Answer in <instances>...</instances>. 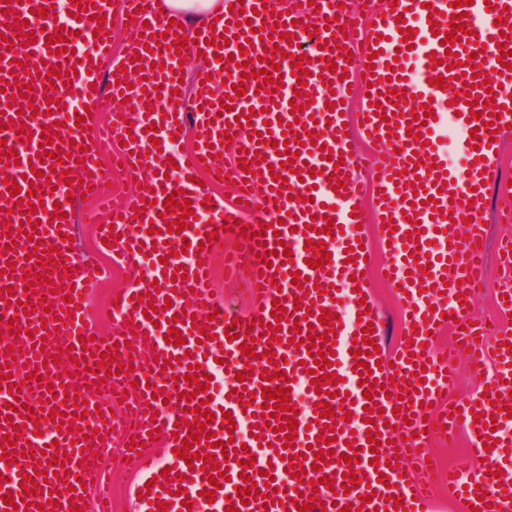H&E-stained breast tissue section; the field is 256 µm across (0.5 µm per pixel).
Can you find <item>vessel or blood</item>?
I'll list each match as a JSON object with an SVG mask.
<instances>
[{"label":"vessel or blood","mask_w":512,"mask_h":512,"mask_svg":"<svg viewBox=\"0 0 512 512\" xmlns=\"http://www.w3.org/2000/svg\"><path fill=\"white\" fill-rule=\"evenodd\" d=\"M226 7L213 28L189 32L185 53L172 50L174 34L169 20L161 12L164 0H0V156L8 166L0 170V192L5 181H16L21 191L13 196L18 211L0 212V371L8 381L0 382V436L23 425L24 439L18 447L31 450L28 458L0 461V476L5 489L11 490L17 502L16 512H39L48 504L52 512H109L104 500L89 502V490H103L106 474L99 457L109 446L110 438L122 443H145L154 447L157 436H165L167 448L177 447L180 440L191 439L187 424L193 419L206 420L207 431L216 440L231 442L232 453L216 456V463L226 464L228 477L220 481L214 499L204 492L210 489V473L189 468L184 457L169 456L167 465L171 480L152 482L142 504L145 512H180L189 506L191 512H298L290 501L289 491L296 488L304 495H318L326 512H407L411 507H424L428 499L423 493L428 468L402 473L396 458L393 439L397 434L409 438L410 447L427 446L434 436L435 425L447 431L464 427L471 436L469 451L482 460L484 470L476 479L463 473L449 472L448 483L458 489L467 504L477 512H512V487L501 489L488 477L490 471L512 474V434L501 413L512 407V353L505 350L507 335L496 336L484 343L483 327L471 324L468 305L461 299L472 296L479 281L482 265V227L469 226L466 239H459L453 223L456 213L468 211L478 215L494 162L502 128L512 125V55H500L497 45L501 27H512V0H473L464 24L467 33L457 40L454 57H447L441 36L448 30L454 15L450 0H399L398 4H378L367 0L366 21L355 24L341 0H310L298 11H281L276 0H224ZM64 4L66 16L42 17L38 8ZM94 4L101 17L122 13L127 22L129 41L155 49L163 45L166 65L163 77L136 70L134 62L121 61L112 54L111 37L97 38L98 19H89L81 5ZM414 29L412 50L402 47L397 17ZM356 25V33H344V26ZM267 26L279 34V41L260 39L257 30ZM296 34L295 45H288L283 33ZM67 37L72 52L61 57L52 45V37ZM226 36L227 44L213 46L211 35ZM32 38L30 64L19 63L16 45ZM512 46V37L505 39ZM347 46L350 58L339 55ZM289 58H282V51ZM475 54L483 72L494 86L492 93L473 86L465 75L463 60ZM205 55L210 64L208 79L196 85L193 96L178 90L179 66L185 55ZM93 64L109 61L118 70L119 82L113 92H124L136 109L135 122L126 113L116 112L112 123L103 129L92 128L85 118V107L98 87L96 75L87 74L84 57ZM309 57V74L298 83L296 57ZM459 66H452V58ZM278 61L281 82L257 83L243 78V70L264 69L265 59ZM335 61L337 73L325 72L326 61ZM359 72L369 85V102L362 105L359 117L362 132L370 141L391 147L372 192L374 209L390 245L391 263L386 275L398 290L407 292L405 301L408 325L392 364L376 369L372 345H358L362 326L355 315L361 311L360 300L368 286L363 272L365 261L349 264L346 251L355 246L356 224L363 189L350 176L356 154L344 125L347 82L341 81L339 70ZM58 71L49 79L50 71ZM453 77L452 89L431 86V79L442 74ZM244 84L247 92L222 109L223 95L232 94L234 85ZM56 86L55 96H48L49 86ZM400 91L403 102L394 105L392 91ZM430 101L434 110L426 121L413 120L411 111ZM494 102L501 106V116L482 115L474 119L472 103ZM381 112H374V104ZM35 105V115L25 112ZM247 116L251 125L236 126L237 117ZM453 120L463 130H476L475 138H464L459 145L463 164L448 167V156L439 145V132L445 120ZM72 131L68 142L52 139L57 125ZM296 131L298 140L290 144L289 154H278L275 146L283 142L284 126ZM271 129L270 144L259 143L257 134ZM197 132L198 147L188 153L174 149L176 140L186 131ZM131 133L132 141L117 153L123 165L141 170L151 168L160 190L142 192L112 207L111 228L101 231L102 238L118 233L113 249L117 263L148 272L147 281L135 285L130 295L117 298L116 308L107 318L115 329L106 340H90L84 310L71 308L80 300L85 283L93 272L70 249L66 238L72 233V200L91 192L103 195L108 175L96 164L95 145L116 136ZM315 142H308V133ZM232 138L237 150L232 167L221 158L225 138ZM50 149H43V142ZM68 153L60 162L55 152ZM343 158L341 169L333 161ZM292 162L294 171L286 182H272L271 170ZM46 166L47 176H38L36 166ZM226 168L230 180L237 183L238 201L224 203L222 198L203 190L195 180L198 171L217 174ZM79 178L76 186H68L71 178ZM420 180L413 188L412 180ZM346 187L335 190L334 185ZM175 193L176 203H189L192 213L186 216V231L172 233L173 215L164 205L166 193ZM62 212L60 223L50 222L54 212ZM276 225V233L263 232V224ZM418 226V236H410L411 226ZM232 238L240 244L234 258L243 264L248 286L257 287L259 304L252 314L250 347L256 356L245 360L239 340H227L231 325H243V318L220 306L210 295L209 261L216 239ZM323 243L330 253L326 267H308L315 251L308 241ZM293 253L292 262H283L279 246ZM60 255L49 261V248ZM187 270L186 278H172L176 267ZM307 278L313 284L310 294H300L294 276ZM143 295L140 304L132 298ZM282 300L289 323L274 329V300ZM349 309L351 316L341 319V327L331 358L336 382L316 388L311 382L314 357L307 345L294 346L290 340H304L310 330L326 334L318 318L322 313L339 314ZM58 320V332L47 333L42 323ZM173 320L175 331L181 332L182 345L165 341L161 325ZM460 330L471 352L495 362L496 381L492 388L458 401L456 407L443 408L434 415L441 391L453 367V353L433 352L427 342L430 333L444 327ZM87 346H80V339ZM276 353L265 359L266 350ZM362 350L368 356L371 374L359 375L352 353ZM112 355L115 362L132 363L128 374L107 375L96 365L100 354ZM177 357L176 366L166 364V357ZM288 364L294 368L296 383L305 390L304 400L296 407L297 425L291 446H282L276 429L281 421L270 418L263 406L265 382L261 378L269 364ZM425 365L421 382L412 399L400 397L398 380L404 373ZM197 367L209 376H223L227 398L215 395L207 387L209 403L190 396L185 376L189 367ZM36 369L42 375L43 387L37 391L20 389L23 370ZM245 381H237V374ZM371 391H364V384ZM96 391L124 400L127 410L123 419L112 418L110 412H90L87 419L74 418L73 402ZM349 394L353 405L351 417L340 408L342 394ZM67 395L60 404L59 395ZM251 403H244L245 395ZM378 402L384 411L377 453L367 449L364 406ZM328 403L333 417L317 415L315 406ZM494 418V425L484 424V417ZM251 421L253 435L242 438L239 431L229 430V423ZM332 440L334 454L329 466L314 470V451ZM360 451L355 462H339L350 444ZM299 458L306 466V483H297L288 466ZM56 461L55 475L46 472L48 461ZM272 469L273 487L264 488V500L241 501L237 486L245 478L259 480L260 473ZM354 473L358 484L346 495H334L312 482L320 477L341 478ZM35 476V495H27L22 487L23 475ZM389 484H382V477ZM186 488L185 496H177L178 488ZM371 494L362 503L363 494Z\"/></svg>","instance_id":"1"}]
</instances>
